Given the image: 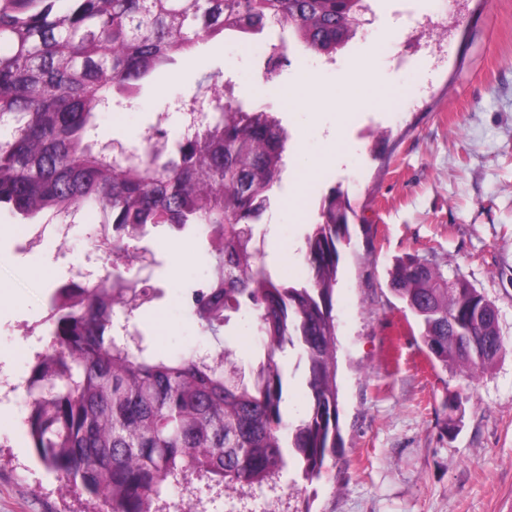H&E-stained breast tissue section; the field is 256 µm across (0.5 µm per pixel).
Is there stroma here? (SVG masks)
Segmentation results:
<instances>
[{
    "label": "stroma",
    "instance_id": "obj_1",
    "mask_svg": "<svg viewBox=\"0 0 512 512\" xmlns=\"http://www.w3.org/2000/svg\"><path fill=\"white\" fill-rule=\"evenodd\" d=\"M368 24L334 59L308 52L277 25L246 37L216 36L162 68L131 100L114 98L90 136L131 146L163 126L176 138L183 106L208 95L272 112L288 133L282 187L254 227L264 259L291 283L306 277L304 239L330 189L356 216L341 246L335 291L342 444L322 477L216 495L202 512H512V0H367ZM444 11L442 44L425 16ZM282 48L273 78L252 47ZM371 68L379 85L349 80ZM344 153L343 164L329 155ZM301 210L289 207L294 192ZM18 219L0 210V380L29 375L48 341L44 323L65 267L83 262L95 223L75 218L72 245L26 246ZM155 266H132L156 297L135 323L157 350L181 355L210 343L189 309L210 272L192 231L150 229ZM182 262H175V254ZM410 255L463 275L496 307L505 351L467 383L457 366L431 363L421 329L389 284ZM256 326L232 316L222 337L244 372L256 367ZM461 406L449 412L450 395ZM24 397L0 407V512H84L85 496L38 462L22 418Z\"/></svg>",
    "mask_w": 512,
    "mask_h": 512
}]
</instances>
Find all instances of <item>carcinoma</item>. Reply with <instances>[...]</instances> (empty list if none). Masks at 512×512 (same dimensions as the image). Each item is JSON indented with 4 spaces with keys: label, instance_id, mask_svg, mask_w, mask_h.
Returning a JSON list of instances; mask_svg holds the SVG:
<instances>
[{
    "label": "carcinoma",
    "instance_id": "obj_1",
    "mask_svg": "<svg viewBox=\"0 0 512 512\" xmlns=\"http://www.w3.org/2000/svg\"><path fill=\"white\" fill-rule=\"evenodd\" d=\"M357 0H0V208L32 221L43 212L103 214L122 237L115 254L143 259L147 226H192L211 272L190 291V308L213 346L169 356L132 327L151 299L113 267L99 283L72 281L50 295V341L27 379L23 420L42 463L101 498L108 512H168L163 494L206 481L252 489L294 470L307 484L328 468L341 439L334 292L338 244L356 215L331 190L305 237V282L275 277L253 226L280 181L288 136L263 109L224 101L173 145L142 139L132 155L91 141L112 96L135 97L155 71L219 34L290 27L313 54L348 38ZM390 285L423 326L431 358L459 363L466 377L492 368L504 340L493 303L465 277H448L411 255ZM257 322L263 354L255 376L227 373L220 338L230 314ZM305 369L302 415L282 408L287 351Z\"/></svg>",
    "mask_w": 512,
    "mask_h": 512
}]
</instances>
